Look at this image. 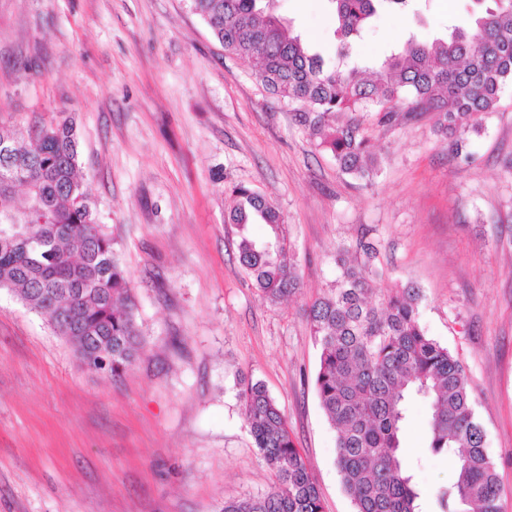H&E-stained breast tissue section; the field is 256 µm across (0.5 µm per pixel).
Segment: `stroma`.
<instances>
[{
	"label": "stroma",
	"mask_w": 512,
	"mask_h": 512,
	"mask_svg": "<svg viewBox=\"0 0 512 512\" xmlns=\"http://www.w3.org/2000/svg\"><path fill=\"white\" fill-rule=\"evenodd\" d=\"M472 0L380 12L348 61L372 72L408 39L445 36ZM313 52L339 46L330 0H275ZM224 52L185 0H0V123L73 116L80 171L138 307L144 346L120 377L82 364L48 319L0 290V512H222L271 489L237 397L261 381L309 465L324 512H354L336 431L314 387L307 310L336 278V252L377 242L380 289L421 291L420 322L465 367L484 448L512 512V86L454 159L432 114L382 124L358 113L380 166L343 173L294 105ZM285 219L299 290L264 300L225 223L233 186ZM411 399L403 461L439 512L453 456L427 447Z\"/></svg>",
	"instance_id": "stroma-1"
}]
</instances>
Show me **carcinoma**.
Here are the masks:
<instances>
[{
    "label": "carcinoma",
    "mask_w": 512,
    "mask_h": 512,
    "mask_svg": "<svg viewBox=\"0 0 512 512\" xmlns=\"http://www.w3.org/2000/svg\"><path fill=\"white\" fill-rule=\"evenodd\" d=\"M186 2L226 52L256 60L263 86L305 107L299 122L342 171L359 178L377 174L374 146L359 124L332 126V116L375 111L389 124L400 106L408 115L431 112L437 132L469 164L470 134L481 132L483 118L512 84V0H491L493 6L430 44L408 41L372 78L355 65L326 63L263 0ZM331 2L344 59L377 8H401L407 0ZM2 142L13 155L0 156V288L64 325L81 363L118 377L143 338L127 273L80 175L75 126L67 118L25 132L0 126ZM19 187L26 191L21 207L15 205ZM232 194L226 222L241 230L240 266L265 300L295 294L299 276L280 211L245 186ZM257 217L269 230L264 239L246 232ZM359 249L355 264L337 253L336 280L308 310L320 350L314 385L337 430L336 463L355 512H420V493L401 455L404 405L412 395L428 404L430 451L455 449L457 476L439 494L440 512H502L461 362L422 327L419 289L388 288L372 297L378 249L370 241ZM68 288L87 289L86 299L73 304ZM238 397L257 454L276 482L262 495L224 502L223 512H322L318 485L264 385L244 376Z\"/></svg>",
    "instance_id": "carcinoma-1"
}]
</instances>
